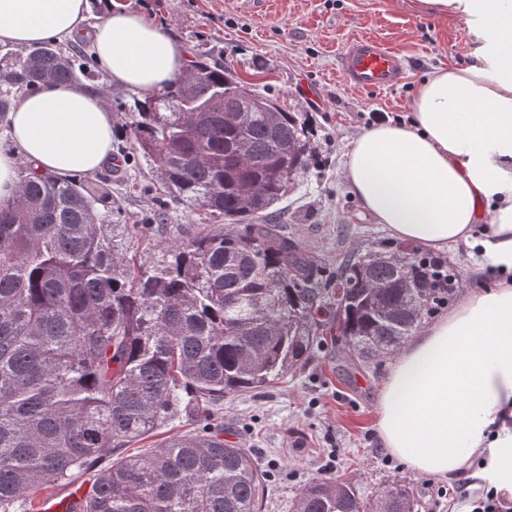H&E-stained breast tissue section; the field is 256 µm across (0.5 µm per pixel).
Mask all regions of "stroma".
Returning a JSON list of instances; mask_svg holds the SVG:
<instances>
[{
    "mask_svg": "<svg viewBox=\"0 0 512 512\" xmlns=\"http://www.w3.org/2000/svg\"><path fill=\"white\" fill-rule=\"evenodd\" d=\"M417 0H122L164 27L185 49L211 51L257 92L277 99L312 123L314 160L273 218L316 260L333 266L351 247L393 243L342 178L351 140L377 117L407 121L415 87L439 66L471 62L473 43L463 25L421 13ZM371 36L399 49L409 66L391 88L358 89L337 71L346 43ZM112 189L121 210L112 218L130 250L157 257L158 236L139 225L162 190L151 165H112ZM441 257L459 272L461 292L493 286L498 274L479 265L472 248L452 246ZM395 355L351 364L335 341H323L313 359L272 387L224 399V441L246 449L266 473L262 512H291L313 478H340L365 498L389 482L409 483L418 512H448L438 490L483 477L474 455L460 479L412 472L385 448L377 430L379 392Z\"/></svg>",
    "mask_w": 512,
    "mask_h": 512,
    "instance_id": "1",
    "label": "stroma"
}]
</instances>
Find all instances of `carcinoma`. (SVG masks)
<instances>
[{
    "instance_id": "1",
    "label": "carcinoma",
    "mask_w": 512,
    "mask_h": 512,
    "mask_svg": "<svg viewBox=\"0 0 512 512\" xmlns=\"http://www.w3.org/2000/svg\"><path fill=\"white\" fill-rule=\"evenodd\" d=\"M87 40L43 41L0 57V114L46 83H95ZM242 81L200 52L186 75L134 101L132 149L152 163L164 198L244 230L214 226L137 263L109 222L112 179L22 168L0 202V512H33L40 488L69 485L104 452L184 413L188 435L99 471L69 512H258L265 476L224 443V397L262 391L304 366L326 336L348 356L394 353L453 300L458 273L413 243L354 249L336 269L315 260L272 209L313 160L307 120L264 94L224 112ZM405 484L366 499L316 478L293 512H416Z\"/></svg>"
}]
</instances>
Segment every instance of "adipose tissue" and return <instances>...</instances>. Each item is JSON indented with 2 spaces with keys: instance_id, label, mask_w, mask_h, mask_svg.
<instances>
[{
  "instance_id": "adipose-tissue-1",
  "label": "adipose tissue",
  "mask_w": 512,
  "mask_h": 512,
  "mask_svg": "<svg viewBox=\"0 0 512 512\" xmlns=\"http://www.w3.org/2000/svg\"><path fill=\"white\" fill-rule=\"evenodd\" d=\"M89 0H0V42L26 48L77 33ZM459 20L477 45L463 67L434 70L416 88L412 119L362 130L342 175L364 212L402 240L479 248L512 272V0H419ZM113 82L154 94L188 64L158 24L112 9L93 33ZM13 152H0V201L17 161L39 174L91 176L112 158V111L83 84L49 85L6 116ZM385 448L417 473L454 477L483 448L512 462V282L467 294L391 368L379 399Z\"/></svg>"
}]
</instances>
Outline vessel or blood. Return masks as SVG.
Segmentation results:
<instances>
[{
  "label": "vessel or blood",
  "mask_w": 512,
  "mask_h": 512,
  "mask_svg": "<svg viewBox=\"0 0 512 512\" xmlns=\"http://www.w3.org/2000/svg\"><path fill=\"white\" fill-rule=\"evenodd\" d=\"M404 69V58L373 37L351 40L340 56L341 76L361 89L394 85Z\"/></svg>",
  "instance_id": "1"
}]
</instances>
